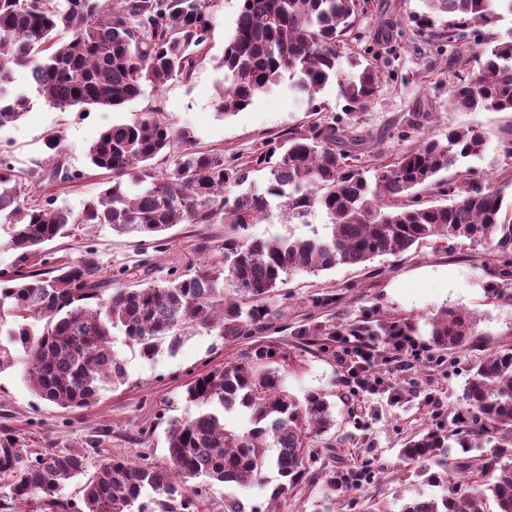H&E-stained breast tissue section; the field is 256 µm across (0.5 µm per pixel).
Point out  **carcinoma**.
<instances>
[{
    "instance_id": "cac0c4a2",
    "label": "carcinoma",
    "mask_w": 512,
    "mask_h": 512,
    "mask_svg": "<svg viewBox=\"0 0 512 512\" xmlns=\"http://www.w3.org/2000/svg\"><path fill=\"white\" fill-rule=\"evenodd\" d=\"M236 25L220 67L224 91L219 108L228 115L283 82L315 98L337 84L347 114L360 112L378 92L367 50L349 44L364 9L359 0H241ZM411 21L430 33L446 19L448 45L475 27L512 16V0H423ZM206 0H121L104 9L101 0H0V128L19 120L30 98L13 90L26 75L38 95L58 108L78 104L120 107L143 87L190 77L210 38ZM475 72L455 75L453 105L463 111L512 112V34L485 42ZM347 66H342V58ZM336 118L308 131L289 133L248 160L195 150L188 130L177 131L140 116L103 131L89 149L92 166L111 176L80 214L51 202L24 205L23 183L0 156V219L11 224L7 248L15 265L0 270V373L23 366L34 392L62 409L94 405L108 385L127 380L124 361L112 348V329L124 332L148 362L176 354L185 338L217 333L232 341L268 328L270 300L294 273H318L338 264L359 265L395 255L423 242L464 240L501 259L486 285L491 299L512 298V201L489 183L460 189L443 173L487 146L478 127L450 128L445 140L425 137L389 164L351 163L355 139ZM183 147L172 165L158 171L153 160L174 143ZM267 170L262 190L243 186L250 173ZM440 189L448 204L417 201L418 190ZM327 222L310 235L253 237L257 224L278 211L290 224H307L315 210ZM224 224L222 257L160 283L135 278L106 293L96 251L56 265L42 246L68 235L71 224H108L162 242L176 224ZM40 258L41 268L28 262ZM432 344L454 351L476 335L471 315L444 309L428 319ZM396 327L416 335L417 323L360 320L341 327L312 321L296 336H319L322 346L338 336L366 340ZM280 354L273 344L254 346L245 360L218 366L185 384V399L201 410L169 421L166 459L133 462L122 455L103 459L88 472L86 454L32 450L9 428L0 429V489L12 505L37 498L55 512H198L214 482L247 487L273 466L283 482L272 500L299 484L323 482L341 496L367 481L369 460L328 471L315 460L310 439L333 426L324 393L304 400L283 385ZM471 425L455 422L414 436L401 449L405 470L429 474L439 496L395 499L397 509L369 512H512V350L477 362L463 390ZM248 413L241 433L224 429V415ZM458 444L464 455L453 458ZM274 448V457L267 449ZM85 475L82 495L61 498L71 479ZM196 485L188 486L189 481Z\"/></svg>"
}]
</instances>
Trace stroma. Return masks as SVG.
I'll return each instance as SVG.
<instances>
[{
    "mask_svg": "<svg viewBox=\"0 0 512 512\" xmlns=\"http://www.w3.org/2000/svg\"><path fill=\"white\" fill-rule=\"evenodd\" d=\"M422 8V0H367L355 26L360 48L368 49L381 76L372 103L351 120L357 152L366 162L390 160L424 136L441 139L449 128L477 126L487 136L484 153L457 162L446 177L459 186L494 183L511 200L512 155L505 153L503 144L512 143V112H465L451 105L457 50L447 40L417 35L410 15ZM239 9L240 0H210L213 24L207 54L192 76L145 88L140 97L119 108H55L36 96L26 79H19L18 89L31 96L32 106L0 129V153L8 155L31 198L80 211L106 181L89 162L90 146L106 128L150 113L174 129L189 128L198 150L243 158L274 138L307 131L316 119L342 115L345 102L336 86H327L312 99L284 84L259 94L242 111L221 113L218 97L224 71L218 62ZM51 132L61 137L55 152L44 145ZM65 172L71 173V180H62ZM202 237L220 246L223 225H175L167 231L163 247L155 248L139 235L113 231L107 224H78L70 237L49 242L45 249L53 257L74 259L85 247H94L101 276L111 284L124 269L144 268L149 279L161 281L171 271L183 272L199 263L195 244ZM496 267V258L485 248L445 240L361 265L289 276L281 295L273 299L271 327L260 339L285 352L282 369L290 393L301 397L323 392L334 404V424L313 439V446L332 448L333 464L340 468L372 460L378 474L352 490L358 503L354 509L346 501H331L319 483L271 501L280 483L271 467L263 481L246 487L213 484L198 512H224L229 497L246 501L258 512H365L370 503L389 502L398 495L435 494L425 477L403 473L399 451L441 420H468L463 386L473 365L486 354L512 348V301L492 300L484 292ZM445 308L471 313L476 322L473 345L451 352L432 346L423 323ZM376 312L395 320H416L421 328L415 337L416 354L402 360L393 356L384 337H374L376 352L365 387L349 373L358 362L355 338L337 339L323 353L295 333L315 319L345 325ZM112 346L125 362L127 381L102 391L98 403L85 409L65 410L42 400L21 368L0 373V427L11 428L32 449L86 451L93 464L115 454L136 461L146 455L163 463L169 420L192 411L183 398L191 374L242 361L252 342L201 334L185 342L176 355L164 353L152 362L144 361L120 331H113Z\"/></svg>",
    "mask_w": 512,
    "mask_h": 512,
    "instance_id": "obj_1",
    "label": "stroma"
}]
</instances>
